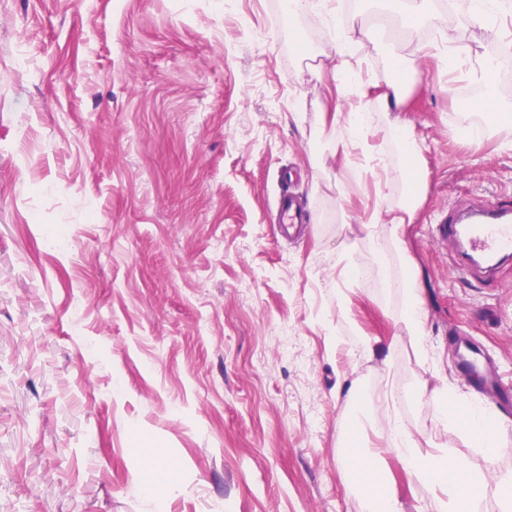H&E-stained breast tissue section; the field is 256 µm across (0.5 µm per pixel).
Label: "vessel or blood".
I'll list each match as a JSON object with an SVG mask.
<instances>
[{
  "label": "vessel or blood",
  "mask_w": 512,
  "mask_h": 512,
  "mask_svg": "<svg viewBox=\"0 0 512 512\" xmlns=\"http://www.w3.org/2000/svg\"><path fill=\"white\" fill-rule=\"evenodd\" d=\"M277 209L282 233L292 234L304 224L303 210L288 194H280ZM434 233L442 245L454 252L458 274L474 275L483 270L485 263L512 256V196H501L466 211H448L436 224ZM455 357L462 375L481 399L490 402L492 415L512 407V383L500 374L481 369L467 338H458Z\"/></svg>",
  "instance_id": "b4317fda"
}]
</instances>
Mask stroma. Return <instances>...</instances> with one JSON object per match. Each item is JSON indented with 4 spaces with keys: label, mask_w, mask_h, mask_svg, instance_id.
Returning <instances> with one entry per match:
<instances>
[{
    "label": "stroma",
    "mask_w": 512,
    "mask_h": 512,
    "mask_svg": "<svg viewBox=\"0 0 512 512\" xmlns=\"http://www.w3.org/2000/svg\"><path fill=\"white\" fill-rule=\"evenodd\" d=\"M335 11L0 0V512H361L337 464L350 411L378 446L396 416L482 470L478 512H500L512 419L490 463L430 394L480 402L454 372L457 330L512 380V261L461 279L428 231L512 195V123L488 127L459 99L465 71L421 31L395 37L369 0H348L357 44L335 71ZM450 25L465 61L512 41V18L482 27L469 0ZM391 82L427 173L401 248ZM360 106L376 124L349 150L338 131ZM284 188L313 220L292 239L274 224ZM409 272L424 356L404 324ZM387 479L401 512H433L430 486L393 463Z\"/></svg>",
    "instance_id": "obj_1"
}]
</instances>
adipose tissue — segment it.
<instances>
[{"label":"adipose tissue","mask_w":512,"mask_h":512,"mask_svg":"<svg viewBox=\"0 0 512 512\" xmlns=\"http://www.w3.org/2000/svg\"><path fill=\"white\" fill-rule=\"evenodd\" d=\"M430 404L442 423L470 422L471 433L477 447L488 459L499 453V429L488 419L483 409L462 407L449 389L433 390ZM391 441L388 447L364 448L362 422L353 425V439L357 448L341 460L348 473L359 475L363 491L365 512H400L386 482L388 460H395L405 471L434 488L435 512H472L474 502L485 489V475L481 471L462 465L449 466L448 451L444 448H421L418 440L401 421L389 426Z\"/></svg>","instance_id":"obj_1"}]
</instances>
